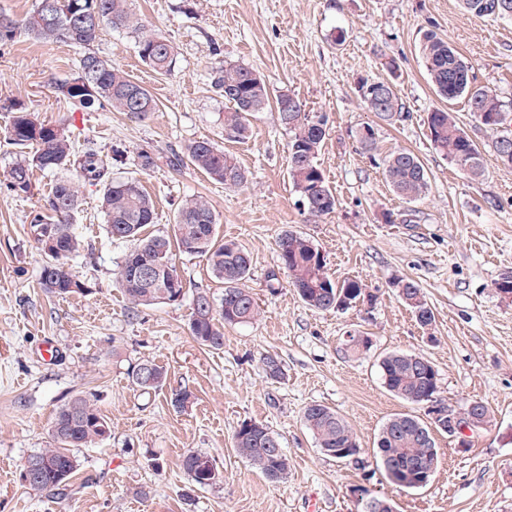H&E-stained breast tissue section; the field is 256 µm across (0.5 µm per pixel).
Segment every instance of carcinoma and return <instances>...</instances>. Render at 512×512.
<instances>
[{
  "label": "carcinoma",
  "instance_id": "cac0c4a2",
  "mask_svg": "<svg viewBox=\"0 0 512 512\" xmlns=\"http://www.w3.org/2000/svg\"><path fill=\"white\" fill-rule=\"evenodd\" d=\"M462 8L480 17L500 18L512 15V0H460ZM105 27L114 31L137 34V52L143 63L159 75L172 74L177 59L175 45L164 35L146 31V25L132 12L129 0H36L25 19H12L0 25V50L25 33L43 43H66L83 49L75 77L56 85L64 97L84 109L126 112L143 119L155 111L156 103L142 85L120 67L100 57L91 46ZM429 81L439 96L454 101L466 100L468 110L491 138L496 160L512 169V134L504 130L512 110L495 90L478 85L472 66L462 55L427 30L418 41ZM214 87L229 104L224 112V136L244 141L250 136V118L261 112L277 114L279 124L288 132V175L298 201L305 204L303 213L319 219L334 212L336 198L326 184L317 165V156L326 136L325 115L308 112L296 96L276 94L254 69L241 64H224L214 78ZM358 94L368 111L389 124L401 123L408 117L405 104L394 84L384 80H363ZM8 137L16 146H35L30 156L15 161L7 171V191L26 194L31 189L33 170L58 173L75 169L84 181L102 189L101 206L106 217L107 235L114 241L128 242L118 270L125 296L133 308H148L174 301L175 281L180 279L171 242L166 236L141 237L142 229L155 223V208L150 197L135 180L112 177V169L102 159L97 143L88 140L80 159L74 160L71 143L64 130L40 122L25 109L11 104ZM431 142L449 162L472 180L485 175L486 163L480 145L462 130L451 112L437 108L427 115ZM362 149H376L373 126H362L358 132ZM137 166L149 172L157 166L158 157L150 149L136 152ZM188 161L211 180L227 188L247 184L248 175L236 157L209 140L187 146L185 155L171 154L168 165L178 168ZM383 174L393 191L408 203L427 195L428 172L420 159L406 149L394 150L382 159ZM78 186L67 176L57 178L44 208L32 213L31 224L37 237L55 241V249L44 252L46 263L40 271V284L51 294L66 296L82 291L77 276L66 267L67 260L77 254L81 241L73 229L71 218L78 208ZM218 217L203 198L183 200L176 209L174 237L178 251L186 256L206 258L212 274L224 283L220 309H214L207 295L194 297L189 324L192 336L201 345L219 350L224 346V326L248 323L259 314V306L246 285L252 269V257L232 240H218ZM278 264L267 273L268 286H280V271L288 273L289 283L299 298L311 309L328 311L340 303L348 309L360 302L373 301L359 280H333L326 268L324 255L314 242L294 231H284L277 242ZM151 269V278L141 277L143 268ZM400 299L410 308L418 324L429 329L435 315L422 289L412 279L396 283ZM372 340L349 336L343 350L349 357L368 351ZM417 354L393 352L383 356L379 367L384 387L396 396L419 404L431 397L439 399V379L435 368H420ZM132 384L140 389H155L164 384L167 371L159 364L142 360L130 370ZM305 427L313 434L318 448L338 460L356 459L361 453L349 423L333 408L311 403L302 413ZM111 432L109 422L92 399L76 395L60 407L51 423L53 446L42 448L28 461L45 463L40 474L29 483L37 489L64 495L78 469L76 448H86L103 440ZM272 431L255 420L242 421L235 431V448L256 470L271 481L288 475V462L278 461L269 447ZM374 457L389 481L401 488L426 487L433 476L438 458L432 431L418 417L399 414L381 427ZM213 464L205 453L190 451L183 456L186 471L204 473Z\"/></svg>",
  "mask_w": 512,
  "mask_h": 512
}]
</instances>
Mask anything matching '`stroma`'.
<instances>
[{"label":"stroma","mask_w":512,"mask_h":512,"mask_svg":"<svg viewBox=\"0 0 512 512\" xmlns=\"http://www.w3.org/2000/svg\"><path fill=\"white\" fill-rule=\"evenodd\" d=\"M132 3L149 29L175 44L173 75L145 66L131 33L104 29L94 49L153 96L156 110L146 119L89 112L58 94L56 83L75 76L80 50L24 35L0 51V102L63 128L75 145L92 139L105 153L126 148L112 174L140 181L153 199L149 234L173 236L182 199L209 201L219 237L252 256L247 286L260 313L225 327L222 349L200 345L189 330L193 299L204 292L220 301L224 286L205 258L181 254L175 262L184 297L131 308L118 278L128 246L108 237L100 189L85 184L73 216L82 249L70 262L84 290L48 293L40 285L45 256L29 213L45 203L54 177L34 171L27 194L0 189V512H361L359 487L391 500L394 512H512V301L494 288L512 270V169L486 153L485 176L475 182L435 150L426 117L445 104L417 51L422 32L435 31L471 62L479 85L512 102V19L475 16L459 0ZM340 30L345 40L337 45L332 37ZM388 55L399 63L394 82L410 113L394 125L368 112L357 93L359 80L385 77ZM227 63L253 68L274 90L326 115L317 164L336 196L335 212L315 223L302 215L288 178V134L276 113L252 118L245 141L225 139L227 105L212 81ZM365 124L376 130L372 156L355 138ZM202 139L236 156L248 173L246 186L229 189L192 165L166 164L171 153ZM142 147L160 156L146 173L133 161ZM397 149L416 154L430 178L429 193L410 204L393 193L377 163ZM386 210L393 223L382 220ZM285 230L311 238L329 274L363 281L375 302L317 311L288 283L270 290L266 275L277 265L276 241ZM399 278L422 288L435 314L432 330H423L397 297ZM349 334L371 337V350L345 356L341 340ZM47 342L57 347V361H42ZM391 352L428 358L449 407L480 400L492 412L491 422L472 432L470 446L435 433L437 463L422 489L395 486L372 462L388 418L429 419L424 406L385 389L379 361ZM267 354L279 358L284 379L266 376ZM141 360L166 369L162 387L145 392L131 383L128 367ZM180 388L194 396L182 412L170 404ZM78 394L94 397L111 433L76 449L68 495L33 489L21 477L24 463L49 446L56 410ZM311 403L336 409L350 423L362 463L321 453L302 421ZM250 419L278 436L287 480L271 482L237 455L235 431ZM190 451L213 458L216 483L191 489L181 466Z\"/></svg>","instance_id":"35a3bbf8"}]
</instances>
